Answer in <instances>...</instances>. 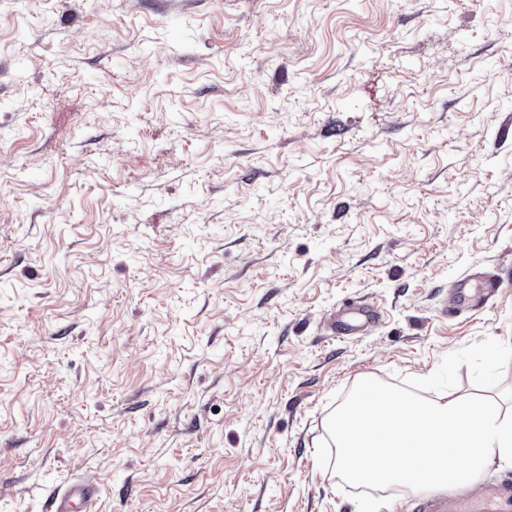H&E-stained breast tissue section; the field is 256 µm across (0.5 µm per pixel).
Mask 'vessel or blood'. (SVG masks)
<instances>
[{
	"instance_id": "obj_1",
	"label": "vessel or blood",
	"mask_w": 512,
	"mask_h": 512,
	"mask_svg": "<svg viewBox=\"0 0 512 512\" xmlns=\"http://www.w3.org/2000/svg\"><path fill=\"white\" fill-rule=\"evenodd\" d=\"M501 286L497 276H483L479 282L464 278L454 287L455 300L469 310L485 309ZM380 318L379 309L360 299L337 310L329 322L333 335L344 338L366 333ZM98 486L88 479L65 483L46 498L43 512H97ZM412 512H512V479L503 478L482 486L469 499L454 492L429 491L415 501Z\"/></svg>"
}]
</instances>
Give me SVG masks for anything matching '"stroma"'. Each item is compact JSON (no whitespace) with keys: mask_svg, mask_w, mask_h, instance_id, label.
<instances>
[{"mask_svg":"<svg viewBox=\"0 0 512 512\" xmlns=\"http://www.w3.org/2000/svg\"><path fill=\"white\" fill-rule=\"evenodd\" d=\"M366 377L512 388V0H0V512H396ZM501 282L496 275H484L476 284L468 277L459 280L453 288L455 301L469 310L479 311L487 307L496 296ZM380 318L379 309L367 299H359L336 311L329 322L332 335L344 338L361 336L366 333ZM98 486L88 479L67 482L46 498L44 512H97Z\"/></svg>","mask_w":512,"mask_h":512,"instance_id":"1","label":"stroma"}]
</instances>
